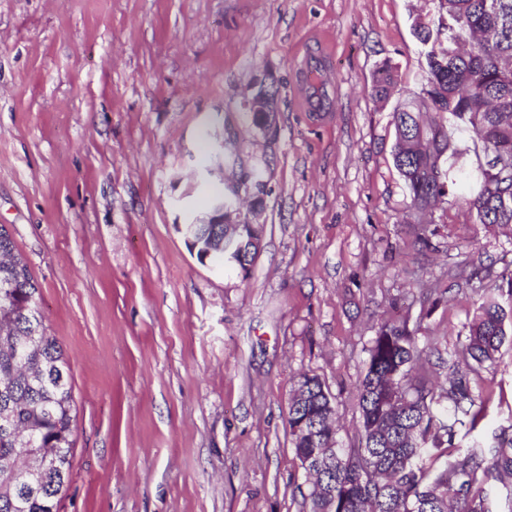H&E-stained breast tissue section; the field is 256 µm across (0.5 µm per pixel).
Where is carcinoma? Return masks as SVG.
Instances as JSON below:
<instances>
[{
  "mask_svg": "<svg viewBox=\"0 0 512 512\" xmlns=\"http://www.w3.org/2000/svg\"><path fill=\"white\" fill-rule=\"evenodd\" d=\"M447 23L413 22L419 43L435 44L448 34V52L426 53L428 96L436 112H446L469 136L477 166L466 167L441 121H421L411 102L393 113L395 167L407 186L411 206L421 210L475 182L463 197L479 224H512V70L500 59L512 55V0H447ZM495 26L501 38L486 44L473 38ZM397 85L393 68L381 65L374 97L385 100ZM250 225L227 240L231 250L251 246ZM0 379L13 377L0 392V412L9 406L18 426L28 429L21 446L0 435V463L27 448H53L44 464L42 490L0 471V512H57L69 480L73 450L72 378L56 337L44 326L40 290L27 262L16 254L9 230L0 225ZM512 276L506 287L477 303L463 344L472 370L496 367L512 337ZM422 351L407 322L381 323L369 349L359 387L362 440L356 448H330L335 441V409L316 376L297 381L301 398L288 421L307 419L316 434L290 431L295 455L305 469L307 512H512V425L498 427L486 440L474 435L485 419L476 405L468 375L455 371L432 383L418 371ZM441 393H435V390Z\"/></svg>",
  "mask_w": 512,
  "mask_h": 512,
  "instance_id": "carcinoma-1",
  "label": "carcinoma"
}]
</instances>
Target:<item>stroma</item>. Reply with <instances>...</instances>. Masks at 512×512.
I'll use <instances>...</instances> for the list:
<instances>
[{
    "mask_svg": "<svg viewBox=\"0 0 512 512\" xmlns=\"http://www.w3.org/2000/svg\"><path fill=\"white\" fill-rule=\"evenodd\" d=\"M420 12L436 0H0V225L73 383L58 512H306L294 386L318 377L338 446H357V387L396 310L433 380L468 373L486 429L512 425V342L495 372L462 351L476 301L512 274V224L455 196L412 212L393 164L392 114L427 81ZM231 188L263 226L245 272L180 230ZM397 75L393 68L388 64L381 65L376 73L373 85L374 97L378 100H385L389 96V91L397 85Z\"/></svg>",
    "mask_w": 512,
    "mask_h": 512,
    "instance_id": "1",
    "label": "stroma"
}]
</instances>
